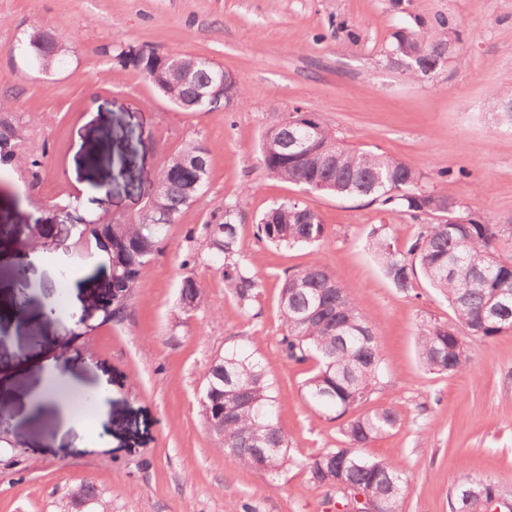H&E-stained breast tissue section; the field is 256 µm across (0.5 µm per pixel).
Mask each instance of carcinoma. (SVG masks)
Listing matches in <instances>:
<instances>
[{
  "instance_id": "carcinoma-1",
  "label": "carcinoma",
  "mask_w": 512,
  "mask_h": 512,
  "mask_svg": "<svg viewBox=\"0 0 512 512\" xmlns=\"http://www.w3.org/2000/svg\"><path fill=\"white\" fill-rule=\"evenodd\" d=\"M436 23L441 31L428 38L404 29L396 32L390 52L416 67L451 59L448 22L440 17ZM46 32L35 27L22 42V51L39 65L48 63L51 52L63 57L68 52L67 46L47 41ZM117 57L126 59L160 95L187 111L210 112L224 105L220 99L198 102L193 98L192 86L209 83L220 73L206 59L180 50L160 55L151 48L133 46L118 51ZM175 59L183 60L182 66L191 70L194 85L181 83L178 71L170 69ZM289 116L312 126L297 129L283 119L268 127L262 137L287 142L307 135L312 148L287 158L265 152L261 143L259 163L272 176L314 193L369 198L384 206H396L420 221L407 249H399L379 227L367 237L368 250L397 292L409 293L421 276L446 298L455 323L419 324L415 332L418 356L430 373L463 370L467 364L464 337L493 339L503 333V327L512 325V260L504 261L498 254L502 239L499 225L463 211L445 188L422 189L425 174L409 162L373 150L339 146L336 158L326 163L319 149L335 141V133L315 112H291ZM210 154L204 142L190 140L168 156L153 196L134 219L110 224L86 220L73 225L80 241L102 236L112 239L108 256L112 287L118 292L103 311V321L124 317L146 267L167 240L168 227L204 194L210 179ZM45 157L46 148L27 141L23 126L0 120V162L24 166L36 181ZM192 184L195 192L191 195ZM236 215V206L227 203L224 212L204 224L201 253L205 265L217 267L224 287L248 311L261 283L242 259ZM256 237L276 246H309L325 240L326 227L316 211L285 201L262 215L256 224ZM205 294L198 275L182 277L180 315L189 317L199 310ZM279 318L280 345L288 360L313 363L302 384L307 403L342 420V446L326 449L303 462L310 483L320 487L338 480L349 494L362 488L373 501L384 504L385 512H402L409 474L360 452L402 424L399 412L390 407L357 412L382 376L374 317L350 298L336 272L314 265L285 276L280 287ZM276 402L275 383L253 353L229 349L204 373L199 413L217 449L264 472L273 483L292 463L287 454L288 437L277 421ZM480 498L495 500L499 498L498 489L483 481H465L454 491L451 512H474Z\"/></svg>"
}]
</instances>
